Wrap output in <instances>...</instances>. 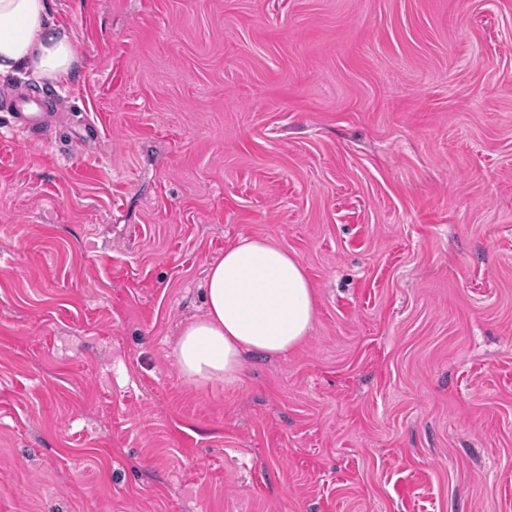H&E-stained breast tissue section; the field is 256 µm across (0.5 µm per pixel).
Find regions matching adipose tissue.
Masks as SVG:
<instances>
[{
	"label": "adipose tissue",
	"instance_id": "1",
	"mask_svg": "<svg viewBox=\"0 0 512 512\" xmlns=\"http://www.w3.org/2000/svg\"><path fill=\"white\" fill-rule=\"evenodd\" d=\"M80 68L73 31L51 16L50 0H0V76L32 72L65 84ZM204 317L188 322L174 348L193 383L237 381L244 353H288L316 318L314 290L295 256L272 239L241 238L211 263Z\"/></svg>",
	"mask_w": 512,
	"mask_h": 512
}]
</instances>
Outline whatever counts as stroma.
Returning a JSON list of instances; mask_svg holds the SVG:
<instances>
[{
    "mask_svg": "<svg viewBox=\"0 0 512 512\" xmlns=\"http://www.w3.org/2000/svg\"><path fill=\"white\" fill-rule=\"evenodd\" d=\"M0 108V512H512V0H52ZM245 235L301 345L173 355ZM79 68L75 34L53 20L50 0H0V76L23 70L66 84ZM1 100L12 107L16 122L23 129L38 130L46 139H52L57 135L58 127L49 122V112H43L46 108L44 98H36L34 95L9 91L1 96Z\"/></svg>",
    "mask_w": 512,
    "mask_h": 512,
    "instance_id": "stroma-1",
    "label": "stroma"
}]
</instances>
